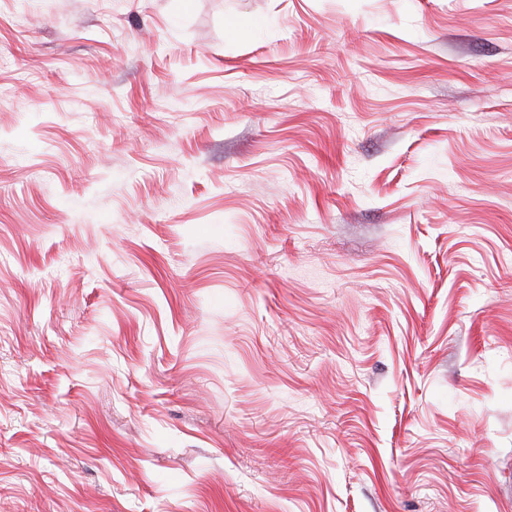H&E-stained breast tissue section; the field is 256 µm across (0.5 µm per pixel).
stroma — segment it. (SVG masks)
<instances>
[{"label": "stroma", "instance_id": "1", "mask_svg": "<svg viewBox=\"0 0 512 512\" xmlns=\"http://www.w3.org/2000/svg\"><path fill=\"white\" fill-rule=\"evenodd\" d=\"M0 512H512V0H0Z\"/></svg>", "mask_w": 512, "mask_h": 512}]
</instances>
